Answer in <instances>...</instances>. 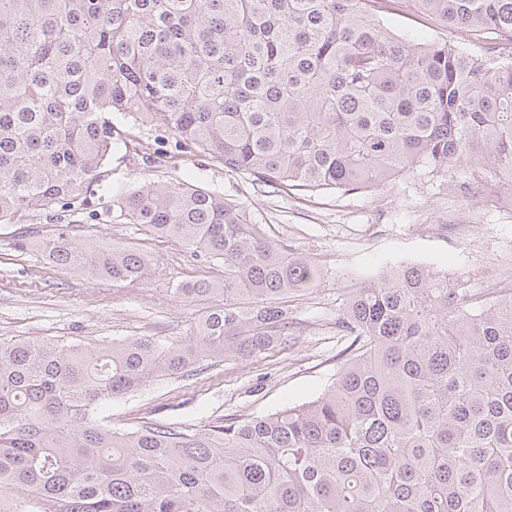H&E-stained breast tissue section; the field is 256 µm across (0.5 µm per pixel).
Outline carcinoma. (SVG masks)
<instances>
[{"instance_id": "obj_1", "label": "carcinoma", "mask_w": 512, "mask_h": 512, "mask_svg": "<svg viewBox=\"0 0 512 512\" xmlns=\"http://www.w3.org/2000/svg\"><path fill=\"white\" fill-rule=\"evenodd\" d=\"M468 42L413 43L400 0H0V224L88 202L119 112L177 147L305 195L385 188L465 165L512 193V0H412ZM117 218L220 261L193 335L0 341V512H512V284L400 265L347 291L354 355L316 398L176 432L94 410L201 361L288 340V295L317 264L190 184L112 200ZM57 266L142 281L153 257L71 224Z\"/></svg>"}]
</instances>
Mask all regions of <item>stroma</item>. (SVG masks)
I'll return each mask as SVG.
<instances>
[{
    "label": "stroma",
    "mask_w": 512,
    "mask_h": 512,
    "mask_svg": "<svg viewBox=\"0 0 512 512\" xmlns=\"http://www.w3.org/2000/svg\"><path fill=\"white\" fill-rule=\"evenodd\" d=\"M391 30L417 42L464 44V31L415 22L409 5L389 21ZM125 148L114 151L102 190L66 213L80 239L105 237L146 251L156 260L142 282L92 279L71 267L50 265L38 248L18 250L22 230L47 234L53 221L31 213L23 224H0V339L109 342L144 337L164 344L189 336L215 306L185 300L177 285L224 278V266L191 259L175 239L158 238L112 211V198L150 183L192 184L247 208L275 240L308 254L321 270L314 288L291 294L288 312L297 330L287 343L244 358L201 362L187 375L157 378L140 391L114 399L99 414L133 431L161 424L176 431L217 420L274 413L317 397L353 354L338 321L346 289L362 286L390 267L414 263L469 278L482 292L512 276V206L460 192L464 167L447 174L417 171L383 189L327 190L307 197L274 191L214 158L169 149L162 163L147 157L166 142L162 131L112 117Z\"/></svg>",
    "instance_id": "35a3bbf8"
}]
</instances>
